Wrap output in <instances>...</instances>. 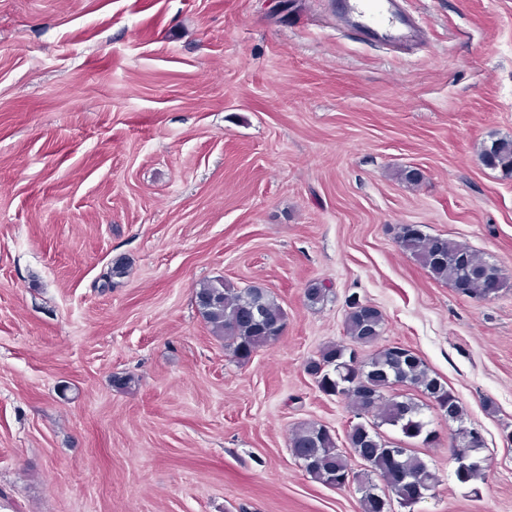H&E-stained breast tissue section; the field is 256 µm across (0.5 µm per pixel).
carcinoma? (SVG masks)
<instances>
[{
    "mask_svg": "<svg viewBox=\"0 0 512 512\" xmlns=\"http://www.w3.org/2000/svg\"><path fill=\"white\" fill-rule=\"evenodd\" d=\"M480 158L488 168L512 175V138H495L483 145ZM399 247L408 252L430 275L450 284L456 291L485 300L503 288L506 277L501 269L476 252L441 237L424 233L418 225L397 232ZM259 293V310L265 321L257 323L246 311L249 297ZM329 289L322 282L311 283L305 291L307 301L316 305L325 300ZM198 311L211 333L232 349L234 357L245 362L261 347L276 340L286 327V314L271 293L257 285L236 288L222 279L203 282L195 291ZM384 317L374 307H365L357 299L348 304L345 317L346 343H332L318 356L307 360L305 370L327 395L347 399L359 422L349 426L347 448L364 462V468L352 471L336 437L323 426L307 424L297 428L290 438L292 455L313 479L331 486L349 478L361 493L362 512H390L391 497L410 508L419 497L418 488L433 490L438 477L428 464L409 448L388 444L379 428L395 427L407 439L431 443L435 431L425 420L422 407L410 397L392 394L397 379L420 392L432 404L441 419L457 424L450 447L456 461L457 478L467 483L482 478L486 458L485 444L463 448L457 437L476 433L465 425V412L459 399L412 350L397 354L396 346L379 349L367 362L354 357L357 348L373 344L382 333ZM371 416L370 422L363 418Z\"/></svg>",
    "mask_w": 512,
    "mask_h": 512,
    "instance_id": "1",
    "label": "carcinoma"
}]
</instances>
